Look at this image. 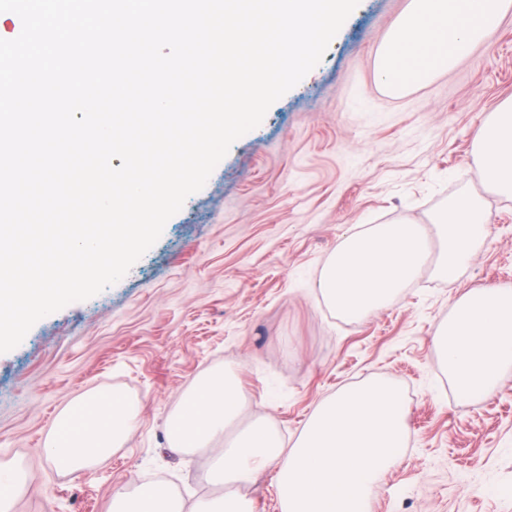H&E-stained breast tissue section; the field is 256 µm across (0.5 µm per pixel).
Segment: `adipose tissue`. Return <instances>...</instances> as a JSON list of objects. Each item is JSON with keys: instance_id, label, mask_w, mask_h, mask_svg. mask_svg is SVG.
Returning <instances> with one entry per match:
<instances>
[{"instance_id": "obj_1", "label": "adipose tissue", "mask_w": 512, "mask_h": 512, "mask_svg": "<svg viewBox=\"0 0 512 512\" xmlns=\"http://www.w3.org/2000/svg\"><path fill=\"white\" fill-rule=\"evenodd\" d=\"M511 9L512 0H410L378 51L380 84L401 90L448 69ZM474 150L483 182L512 199V99L489 115ZM434 345L458 400L492 393L501 374L512 368V289L467 292L438 326ZM135 416L134 404L125 399L95 393L79 397L60 413L45 450L56 466L83 470L97 454L119 446ZM112 512H184V506L161 487L141 484L116 493Z\"/></svg>"}]
</instances>
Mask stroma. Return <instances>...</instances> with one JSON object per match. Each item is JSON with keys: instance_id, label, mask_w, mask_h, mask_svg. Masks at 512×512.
Wrapping results in <instances>:
<instances>
[{"instance_id": "stroma-1", "label": "stroma", "mask_w": 512, "mask_h": 512, "mask_svg": "<svg viewBox=\"0 0 512 512\" xmlns=\"http://www.w3.org/2000/svg\"><path fill=\"white\" fill-rule=\"evenodd\" d=\"M408 0H359L320 62L236 140L204 187L117 283L37 321L0 354V460L31 485L14 512H110L122 489L163 477L187 512L216 498L210 450L168 445L167 420L194 382L233 371L244 406L293 443L313 409L369 376L409 399V446L370 512H512V370L469 403L432 336L475 288L512 289V200L485 190L473 154L512 98V11L448 72L385 90L375 57ZM479 196L487 236L452 280L423 268L391 307L337 317L317 288L338 242L369 224L430 226L448 200ZM97 391L135 402L133 430L79 472L44 439L57 412ZM277 474L240 488L282 512Z\"/></svg>"}]
</instances>
